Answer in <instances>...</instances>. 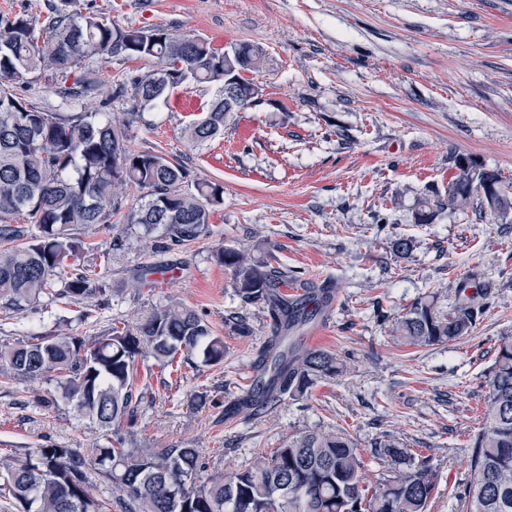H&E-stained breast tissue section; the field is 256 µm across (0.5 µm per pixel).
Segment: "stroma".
I'll list each match as a JSON object with an SVG mask.
<instances>
[{"instance_id":"35a3bbf8","label":"stroma","mask_w":512,"mask_h":512,"mask_svg":"<svg viewBox=\"0 0 512 512\" xmlns=\"http://www.w3.org/2000/svg\"><path fill=\"white\" fill-rule=\"evenodd\" d=\"M69 12L103 13L123 28L162 25L218 48L258 45L266 59L252 78L262 96L201 149L182 130L201 117L212 90L186 83L145 111L130 131L134 149L180 161L189 182L223 185L209 235L161 253L137 225L81 230L111 254L101 267L111 306L84 322L80 304L60 302L28 323L43 334L99 336L165 304L195 310L223 337L224 361L176 375L151 354L139 357L135 448L198 449L215 475L250 468L306 430H347L366 457L387 433L437 463L430 512H463L469 439L481 425L499 341L512 336V224L475 209H444L422 224L417 212L421 201L447 196L461 158L512 185V0H73ZM93 65L100 86L86 111L122 118L131 101L116 94V81L146 64L115 57ZM401 237L413 242L403 258L393 248ZM221 246L273 254V266L325 283L314 345L335 353L339 375L258 415L237 405L269 321L240 301L215 263ZM142 266L173 275L137 290ZM475 292L484 307L452 343L409 346L393 330L418 300L448 309ZM231 316L246 320L250 334L226 331ZM35 390L0 382V458L49 440L85 450L102 442L103 430L71 406L36 408Z\"/></svg>"}]
</instances>
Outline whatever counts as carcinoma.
<instances>
[{"label": "carcinoma", "instance_id": "carcinoma-1", "mask_svg": "<svg viewBox=\"0 0 512 512\" xmlns=\"http://www.w3.org/2000/svg\"><path fill=\"white\" fill-rule=\"evenodd\" d=\"M68 6L69 0L52 5L43 40L30 19L0 18V308L19 316L49 313L61 300L109 304L94 268L75 267L80 253L94 250L74 236L76 226H110L119 215L155 236V247L165 251L210 233V214L224 204V186L201 181L189 190L183 165L131 148L127 129L142 111L167 103L183 83L214 87L205 116L184 128L188 142L200 148L224 135L231 115L226 87L241 108L261 96V87L244 76L263 62L254 44L222 50L162 26L122 28L97 14L75 18ZM95 56L153 63L119 82L118 92H131L137 108L119 123L110 112L77 108L98 87L90 63ZM41 71L50 73L65 111L44 112L17 96L15 88ZM456 168L448 201L422 203L419 221H429L438 208L467 207L479 192L490 212L506 219L512 197L498 173L471 159L457 161ZM128 184L144 191L135 207L119 193ZM213 257L231 273L237 296L263 305L272 319V339L259 360L263 375L252 380L243 404L258 410L283 397H302L317 379L340 373L335 354L293 337L326 303L321 284L245 249L221 246ZM477 298L446 311L433 300L418 301L396 318L394 330L411 346L447 344L471 330L481 307ZM146 348L164 368L194 354L205 365L224 361V339L196 312L171 304L135 328L114 327L88 341L28 331L0 346L1 379L54 381L55 391L35 396L42 410L62 401L106 431L105 442L87 453L50 443L1 462L0 497L12 512H109L110 501L91 493L93 473L123 493L126 512H429L438 467L387 434L376 442L387 476L370 486L356 440L333 429L299 433L249 469L217 477L205 474L195 448L141 453L128 447L130 439L112 426L133 420L136 360ZM470 448L467 512H512V336L497 347L483 423Z\"/></svg>", "mask_w": 512, "mask_h": 512}]
</instances>
